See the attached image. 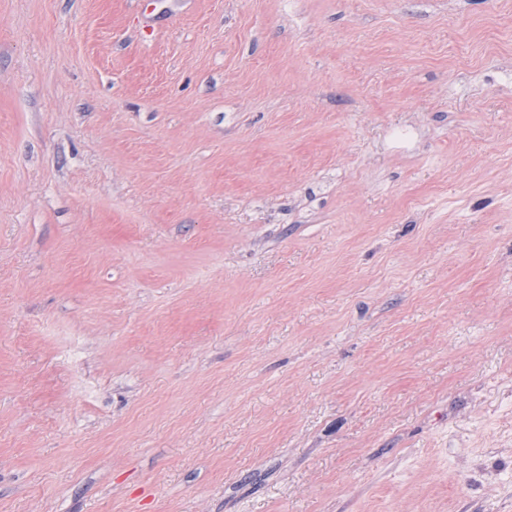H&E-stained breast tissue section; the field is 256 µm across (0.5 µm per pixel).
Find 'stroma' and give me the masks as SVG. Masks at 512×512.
I'll list each match as a JSON object with an SVG mask.
<instances>
[{
  "label": "stroma",
  "instance_id": "35a3bbf8",
  "mask_svg": "<svg viewBox=\"0 0 512 512\" xmlns=\"http://www.w3.org/2000/svg\"><path fill=\"white\" fill-rule=\"evenodd\" d=\"M0 512H512V0H0Z\"/></svg>",
  "mask_w": 512,
  "mask_h": 512
}]
</instances>
